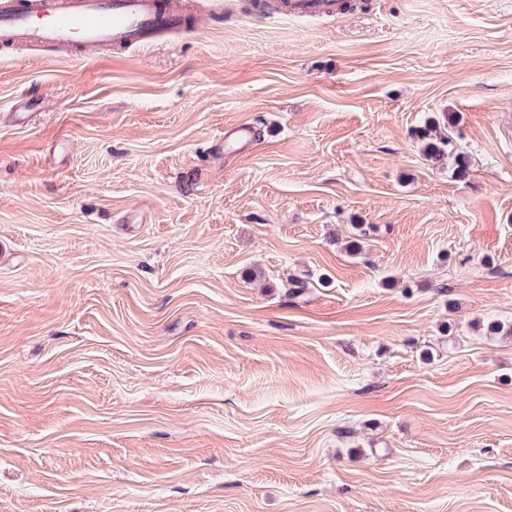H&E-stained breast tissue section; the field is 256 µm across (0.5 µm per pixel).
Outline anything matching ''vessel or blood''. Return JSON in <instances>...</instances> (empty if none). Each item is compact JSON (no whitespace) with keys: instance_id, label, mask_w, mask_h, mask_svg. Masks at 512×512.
Here are the masks:
<instances>
[{"instance_id":"vessel-or-blood-1","label":"vessel or blood","mask_w":512,"mask_h":512,"mask_svg":"<svg viewBox=\"0 0 512 512\" xmlns=\"http://www.w3.org/2000/svg\"><path fill=\"white\" fill-rule=\"evenodd\" d=\"M181 20L173 0H10L0 8V50L143 44Z\"/></svg>"}]
</instances>
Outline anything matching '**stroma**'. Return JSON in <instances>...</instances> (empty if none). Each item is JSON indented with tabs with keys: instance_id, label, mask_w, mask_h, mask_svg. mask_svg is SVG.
<instances>
[{
	"instance_id": "stroma-1",
	"label": "stroma",
	"mask_w": 512,
	"mask_h": 512,
	"mask_svg": "<svg viewBox=\"0 0 512 512\" xmlns=\"http://www.w3.org/2000/svg\"><path fill=\"white\" fill-rule=\"evenodd\" d=\"M214 2L0 51V512H512V0ZM421 136L424 139L431 140L428 142L425 149L426 156L430 160L440 161L447 152L448 155H453V138L449 135L443 138L438 137L435 134L432 135V129H428L427 131H421ZM432 136H435V139Z\"/></svg>"
}]
</instances>
